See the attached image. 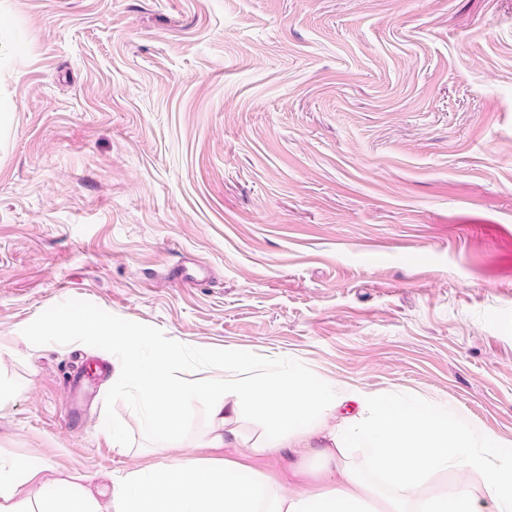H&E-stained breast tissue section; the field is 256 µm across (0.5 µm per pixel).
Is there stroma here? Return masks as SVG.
<instances>
[{
    "instance_id": "35a3bbf8",
    "label": "stroma",
    "mask_w": 512,
    "mask_h": 512,
    "mask_svg": "<svg viewBox=\"0 0 512 512\" xmlns=\"http://www.w3.org/2000/svg\"><path fill=\"white\" fill-rule=\"evenodd\" d=\"M0 100V460L160 462L87 312L512 444V0H0Z\"/></svg>"
}]
</instances>
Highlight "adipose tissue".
<instances>
[{
  "label": "adipose tissue",
  "instance_id": "ef3b65f1",
  "mask_svg": "<svg viewBox=\"0 0 512 512\" xmlns=\"http://www.w3.org/2000/svg\"><path fill=\"white\" fill-rule=\"evenodd\" d=\"M56 327L125 350L123 371L143 423L173 454L151 470L128 471L100 494L48 496L28 506L20 494L44 465L0 467V512H512V452L448 404L329 383L296 366L254 371L238 351L223 350L228 375L208 392L211 424L200 445L256 457L286 452L295 457L293 474L329 480L288 488L241 462L202 465L182 446L183 418L198 389L171 376L164 341L92 316L63 318ZM148 344L155 359L146 365L139 353ZM246 414L266 427L253 441L237 428ZM357 450L366 467L354 464Z\"/></svg>",
  "mask_w": 512,
  "mask_h": 512
}]
</instances>
